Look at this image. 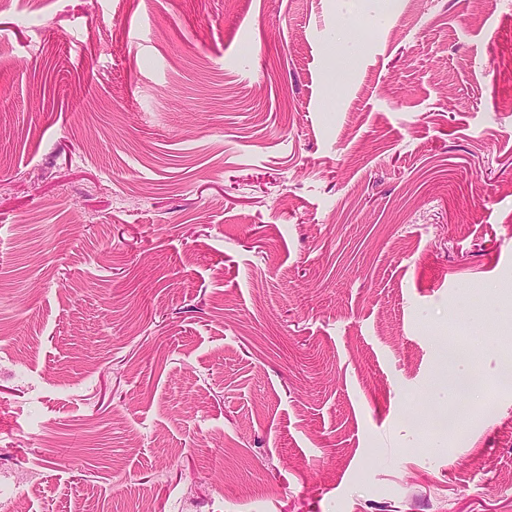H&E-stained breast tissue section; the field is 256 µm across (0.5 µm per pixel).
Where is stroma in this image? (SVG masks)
Segmentation results:
<instances>
[{"instance_id": "obj_1", "label": "stroma", "mask_w": 512, "mask_h": 512, "mask_svg": "<svg viewBox=\"0 0 512 512\" xmlns=\"http://www.w3.org/2000/svg\"><path fill=\"white\" fill-rule=\"evenodd\" d=\"M506 352L512 0H0V512H512ZM444 359L452 378V386L462 396H470L484 380L477 375L470 358V350L466 345L448 346Z\"/></svg>"}]
</instances>
